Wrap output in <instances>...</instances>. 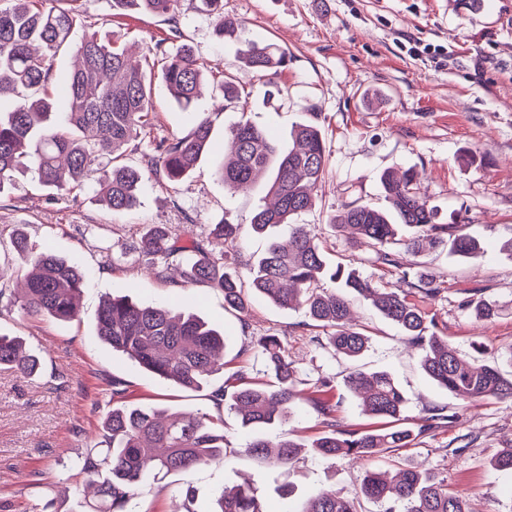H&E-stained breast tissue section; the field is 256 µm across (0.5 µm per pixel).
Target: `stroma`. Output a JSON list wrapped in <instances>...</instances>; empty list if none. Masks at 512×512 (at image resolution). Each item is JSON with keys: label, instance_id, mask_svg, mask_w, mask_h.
Segmentation results:
<instances>
[{"label": "stroma", "instance_id": "stroma-1", "mask_svg": "<svg viewBox=\"0 0 512 512\" xmlns=\"http://www.w3.org/2000/svg\"><path fill=\"white\" fill-rule=\"evenodd\" d=\"M82 7L85 23L75 26L72 40L90 28L120 35L135 53L159 41L172 52L188 44L199 60L235 77L241 101L225 110L219 96L208 93L188 113L156 85L152 136L188 133L199 111L212 122L216 148L178 184L147 178L132 211L115 213L97 201V168L66 195L29 174L0 191V270L15 269L11 239L23 233L36 249L52 250L87 275L79 313L64 323L21 314L15 281L0 280V331L23 337L41 353L38 374L0 369V506L7 512H31L48 500L54 512H84L93 502L79 470L60 461L98 447L116 378L128 400L223 415L225 438L236 450L224 463L170 475L163 490L139 499L138 512H178L179 495L187 490L194 493L195 512H211L217 493L247 480L267 512H293L319 489L349 491L369 467L387 469L384 457L369 462L313 453L310 444L323 426L306 401L295 416L266 430L268 437L289 433L303 443L294 465L274 469L241 454L252 430L234 413H220L210 394L242 366L262 379L260 358L243 349L267 334L286 342L298 390L308 394L320 380L329 381L343 425L380 429L385 422L359 409L343 383L348 361L317 343L322 330L303 311L279 309L254 294L246 314L229 313L220 288L182 281L177 269L155 274L139 249L146 225L165 224L177 235L201 239L212 252H226L227 266L241 272L260 254L264 242L248 226L267 194L265 180L234 191L216 172L225 133L246 120L284 142L306 113H318L328 168L315 206L293 221L307 225L332 262L356 268L380 288L401 287L397 270L377 263L358 239L334 232L328 220L353 202L383 205L380 174L414 168L419 193L437 209L439 222L456 220L482 246L468 259L442 248L422 252L419 260L440 292L414 294V301L462 354L486 364L512 363V0H482L475 10L461 0H224L225 19L242 25L248 38L287 51V67L274 75L245 67L237 40L217 42L216 20L200 13L196 0H181L175 22L114 9L112 0H84ZM175 26L181 37L173 36ZM224 218L244 228L231 251L211 234ZM115 294L195 313L222 328L223 373L212 377L209 388L185 393L112 351L97 335L96 315ZM479 298L497 302L499 317L478 320L472 302ZM352 309L371 339L358 366L391 374L410 399L406 416L412 424H421L432 408L449 418L447 426L399 449L398 457L424 464L461 491L470 512H512V472L494 467L496 455L512 444V401L462 403L428 377L421 350L370 300H354ZM285 483L294 488L287 499L277 492Z\"/></svg>", "mask_w": 512, "mask_h": 512}]
</instances>
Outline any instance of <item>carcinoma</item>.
<instances>
[{
    "label": "carcinoma",
    "mask_w": 512,
    "mask_h": 512,
    "mask_svg": "<svg viewBox=\"0 0 512 512\" xmlns=\"http://www.w3.org/2000/svg\"><path fill=\"white\" fill-rule=\"evenodd\" d=\"M179 0H112V6L149 11L175 17ZM50 0H0V191L18 175L35 174L46 187L68 194L80 186L92 164L104 165L98 200L114 213L136 207L145 175L175 183L189 176L200 159L212 149V127L207 118L197 120L183 136L152 141L142 154L143 165L127 166L122 157L128 147L150 132L152 92L155 79L168 88L183 109L191 108L201 94L202 82L213 67L199 61L184 44L171 54L163 43L130 57L125 46L91 33L77 44L70 35L83 14L56 10ZM72 51L75 62L66 81L69 109L59 123L48 116L52 104L37 91L49 83L60 51ZM242 60L258 72L277 70L288 64V54L273 45L245 41ZM228 105L241 95L230 78L220 81ZM312 120L293 126L292 146L283 150L268 134L246 121L227 134L230 150L225 153L218 175L233 190L250 187L267 172L272 174L268 195L272 202L255 211L251 230L267 237L264 253L249 265L250 290L274 306L303 309L310 319L328 329L334 354L349 361L368 347L369 339L352 322L351 297L372 300L380 314L396 323L409 342L423 351L421 366L440 387L466 403L489 397L512 399V370L496 365L472 366L465 356L448 345V339L432 332L423 309L409 300L405 289L374 287L372 281L337 265L328 264L320 244L304 224L293 216L311 209L315 192L325 176L328 155L321 131ZM386 206L370 203L347 205L329 219L337 232L353 229L375 249L377 259L401 270V280L412 289L435 296L440 288L430 276L417 270V256L424 247L446 246L459 258L479 253L477 240L458 224L437 222V210L418 192L412 169L385 171L380 175ZM288 228V244L279 242L277 229ZM216 235L235 244L240 225L221 220ZM12 248L20 260L25 287L18 300L27 316H47L69 322L78 315L77 299L83 275L50 251L37 252L17 234ZM142 251L172 266L187 263L190 281H215L224 289V308L239 313L248 309V295L236 269L224 266L198 242L181 244L165 224H152L141 237ZM327 278L335 287L317 286ZM97 336L136 362L149 373L171 381L185 392H198L211 377L224 371L225 337L194 314L168 307L136 303L125 295H114L97 316ZM19 336L0 332V366L25 374L40 368L38 353L23 352ZM265 360L267 380L257 383L245 370L235 372L233 384L212 392L218 406L225 405L240 416L242 426L270 427L290 418L298 391L295 367L281 337L271 334L251 342ZM346 386L361 394L362 411L388 420L392 425L373 430L347 428L336 418L340 403L313 400L322 417L323 434L312 447L327 458L351 456L371 460L400 448H408L417 437L448 422L442 410L433 408L425 424L414 430L398 427L408 398L384 371L353 370ZM105 447L83 452L68 460L86 482L96 487V502L90 512H135V500L159 486L164 478L198 466L224 460V418L204 414L169 412L164 408L122 402L106 413L102 425ZM304 445L288 437L271 441L255 438L242 452L273 466L296 462ZM392 470H366L352 492L323 488L306 500L297 512H360L361 502L399 503L402 510L385 512H469L465 498L448 490L431 471L409 462L391 463ZM211 512H264L257 488L250 483L219 492Z\"/></svg>",
    "instance_id": "1"
}]
</instances>
